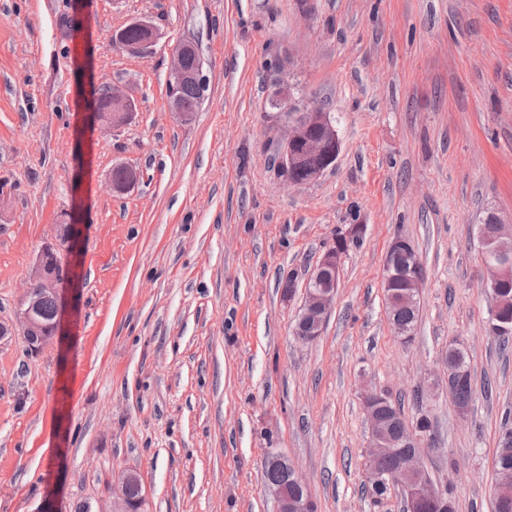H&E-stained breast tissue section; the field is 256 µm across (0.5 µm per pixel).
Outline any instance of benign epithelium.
I'll return each instance as SVG.
<instances>
[{
  "label": "benign epithelium",
  "mask_w": 512,
  "mask_h": 512,
  "mask_svg": "<svg viewBox=\"0 0 512 512\" xmlns=\"http://www.w3.org/2000/svg\"><path fill=\"white\" fill-rule=\"evenodd\" d=\"M136 24L145 27L150 32L146 42L132 43L126 41L120 33L112 35L114 46L136 57L152 55L160 39V33L150 22L138 20ZM195 56V64L187 66L188 55ZM192 83L201 91L208 89L206 75H204V61L197 47L191 42H182L174 46L171 51V67L168 72V108L183 117L188 116L178 89ZM112 110L103 113L87 114L90 126H105L115 128L126 123L131 112L135 110V101L128 95L112 89ZM270 105L280 112H291L293 106L291 96L287 89L279 87L269 96ZM340 152V140L330 114L319 108H310L300 113L299 117L288 121V130L280 145V166L285 172L300 165H306L307 180L319 178L332 166ZM512 233V226L501 219L491 228L480 225L481 251L489 254L497 251L493 243L503 236ZM52 247L45 248L39 255L33 274L30 278L28 290L17 312L16 324L0 327V335L12 334L14 328H19L22 335L30 341L32 351H37L47 335L46 326L36 316L35 310L41 296L50 294L59 302V313L53 335L59 336L63 331V322L69 310L68 291L71 285L59 281L51 270L50 257L54 254ZM485 272L484 284L492 292L495 309H500L497 288L501 283L512 279V257L507 254L492 260L486 259L482 263ZM339 268V253L336 249H328L313 271L309 285L306 289L305 302L302 312L294 327V336L302 342L315 340L322 332L326 317L336 295L333 287L319 285L323 273L335 272ZM401 275L406 287L410 288L407 298L419 297L421 288L427 280V272L419 255L411 248L408 239L404 236H395L387 249L383 279H391ZM387 400L383 390L372 391L364 396L363 406L369 426L370 434V460L369 481L397 485L404 491L403 512H417L422 504L428 502L439 512L448 509V490H440L432 485L426 477L421 456L424 432L418 428H406L405 432L391 435L385 428V420L380 413V406ZM403 451L401 465L392 471H385L381 467L384 455L395 450ZM279 469L290 472V480L295 488V494L288 495V489L278 483L265 482L266 489L274 496L277 503L276 512H317L307 484L291 466L288 458L274 448L267 450L262 469ZM138 479L134 473L125 476L122 483V502L115 512H144L145 495H140L136 508H131L129 498V484Z\"/></svg>",
  "instance_id": "obj_1"
}]
</instances>
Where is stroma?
Here are the masks:
<instances>
[{
	"mask_svg": "<svg viewBox=\"0 0 512 512\" xmlns=\"http://www.w3.org/2000/svg\"><path fill=\"white\" fill-rule=\"evenodd\" d=\"M146 19L141 58L112 33ZM196 44L209 82L192 120L167 106L170 51ZM298 107L330 113L333 167L288 181L279 144ZM136 109L88 130L91 85ZM137 169L113 192L115 166ZM66 333L38 352L0 339V512H111L137 472L148 512H275L266 449L305 478L317 512H402L366 491L371 390L426 417L422 465L456 512H493L492 467L512 412V345L489 331L477 226L512 222V0H0V322H12L60 214ZM325 329H292L322 253L349 225ZM427 270L411 341L382 288L395 235ZM295 292L284 297L283 284ZM467 354L468 414L446 391ZM133 24L139 25L141 27H145L150 32V37L148 41L146 42H140V43H132L127 42L120 34V32H117L112 35V43H114V46L123 51L126 52L132 56L136 57H148L151 56L155 50L156 46L160 39V33L157 28H155L149 21L146 20H138L134 21ZM448 358L453 359L454 361L462 364V366L466 369V375L464 380L458 384L453 389L452 399L454 400L455 404L458 407L461 406H469L470 402L473 399V387H472V380H471V374L470 370L468 368V364L466 361V356L464 351H462L460 348L448 347ZM458 363H453L451 361H448V393L450 394V385H449V379L451 376H454L455 378L459 376L462 373L461 365ZM467 407L460 408L459 411L463 414L468 412Z\"/></svg>",
	"mask_w": 512,
	"mask_h": 512,
	"instance_id": "1",
	"label": "stroma"
}]
</instances>
